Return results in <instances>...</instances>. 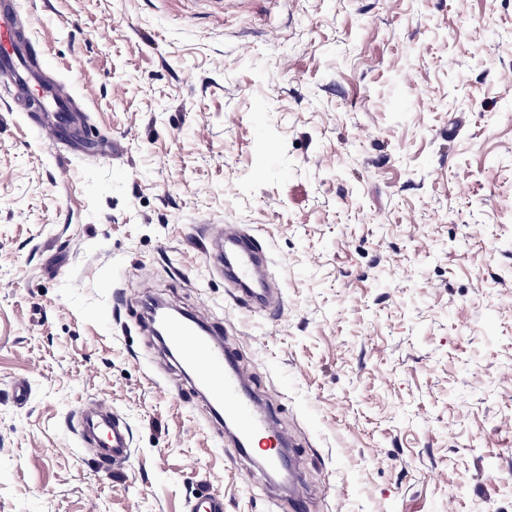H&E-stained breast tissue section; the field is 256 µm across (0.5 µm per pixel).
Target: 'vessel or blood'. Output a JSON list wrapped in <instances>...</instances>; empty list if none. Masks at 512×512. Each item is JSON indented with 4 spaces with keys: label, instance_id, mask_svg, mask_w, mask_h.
<instances>
[{
    "label": "vessel or blood",
    "instance_id": "b4317fda",
    "mask_svg": "<svg viewBox=\"0 0 512 512\" xmlns=\"http://www.w3.org/2000/svg\"><path fill=\"white\" fill-rule=\"evenodd\" d=\"M36 54L32 45L22 54H1L0 67L13 71L16 79L32 83L34 76L23 60ZM48 101L52 115L42 121L40 131L53 138L60 133L62 118L75 112L77 103L68 96L52 95ZM203 247L213 274L231 284L235 301L250 308L280 307L281 293L267 274L268 249L258 239L217 224L204 237ZM164 346L188 374L197 395L223 422L225 437L236 447L239 457L248 456L256 439H264L269 448L258 465L268 478L280 476L282 449L289 444L288 435L277 426L271 411L256 399L237 369L233 350L224 346L218 330L212 326L203 330L196 319L176 316L165 326ZM82 438L87 443L96 442L100 457L111 465L123 463L133 452L126 422L102 406L86 413Z\"/></svg>",
    "mask_w": 512,
    "mask_h": 512
}]
</instances>
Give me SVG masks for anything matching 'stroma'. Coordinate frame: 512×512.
<instances>
[{
  "label": "stroma",
  "mask_w": 512,
  "mask_h": 512,
  "mask_svg": "<svg viewBox=\"0 0 512 512\" xmlns=\"http://www.w3.org/2000/svg\"><path fill=\"white\" fill-rule=\"evenodd\" d=\"M6 6L79 110L47 140L0 77V512H282L173 393L151 297L222 325L306 512H512V0ZM208 220L264 242L281 310L208 272ZM82 438L86 443L95 442L100 457L106 463L120 464L128 459L132 452L130 429L126 422L105 407L98 406L87 412L84 417ZM105 432L106 437L100 438Z\"/></svg>",
  "instance_id": "1"
}]
</instances>
